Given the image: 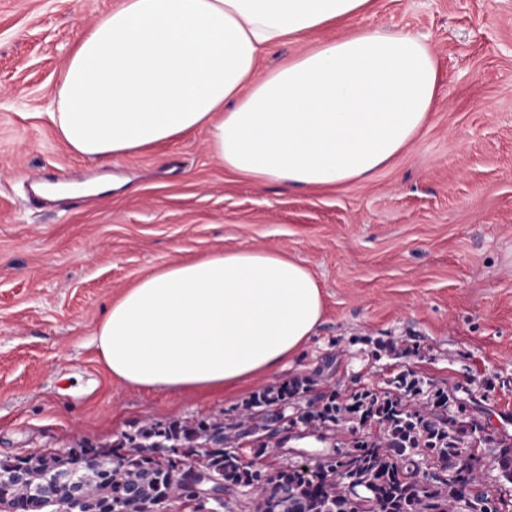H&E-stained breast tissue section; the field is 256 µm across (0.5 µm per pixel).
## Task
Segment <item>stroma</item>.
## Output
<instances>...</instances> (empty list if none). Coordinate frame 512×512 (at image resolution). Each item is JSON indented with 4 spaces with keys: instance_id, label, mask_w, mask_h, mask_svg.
I'll list each match as a JSON object with an SVG mask.
<instances>
[{
    "instance_id": "stroma-1",
    "label": "stroma",
    "mask_w": 512,
    "mask_h": 512,
    "mask_svg": "<svg viewBox=\"0 0 512 512\" xmlns=\"http://www.w3.org/2000/svg\"><path fill=\"white\" fill-rule=\"evenodd\" d=\"M115 0H0V458L112 447L146 425L235 419L255 394L384 391L404 371L468 402L481 457L512 444V0H374L361 27L409 32L437 60V101L370 178L286 189L230 172L205 131L96 163L49 112L65 62ZM122 189L31 205L43 183ZM224 248L279 251L324 293L301 356L243 393L200 399L112 378L92 335L159 266ZM396 344L411 356L382 351Z\"/></svg>"
}]
</instances>
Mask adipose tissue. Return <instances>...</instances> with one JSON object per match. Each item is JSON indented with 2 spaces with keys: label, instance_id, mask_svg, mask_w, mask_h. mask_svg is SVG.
Here are the masks:
<instances>
[{
  "label": "adipose tissue",
  "instance_id": "ef3b65f1",
  "mask_svg": "<svg viewBox=\"0 0 512 512\" xmlns=\"http://www.w3.org/2000/svg\"><path fill=\"white\" fill-rule=\"evenodd\" d=\"M371 0H118L68 58L51 118L76 155L109 161L206 131L225 168L286 188L368 178L404 151L436 99L437 62L405 33L363 29L273 69L285 42L354 20ZM325 303L301 262L216 250L163 265L115 299L93 343L113 378L204 398L275 375Z\"/></svg>",
  "mask_w": 512,
  "mask_h": 512
}]
</instances>
